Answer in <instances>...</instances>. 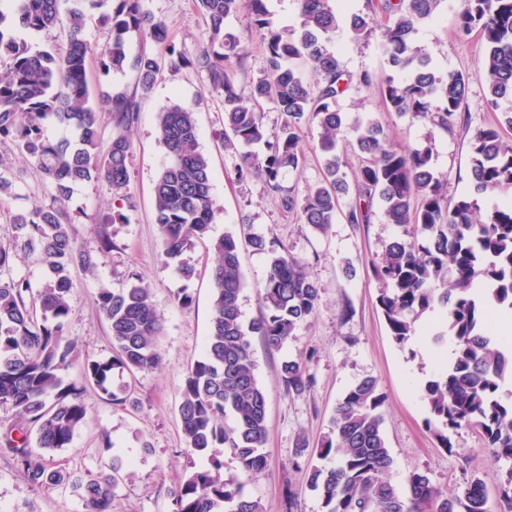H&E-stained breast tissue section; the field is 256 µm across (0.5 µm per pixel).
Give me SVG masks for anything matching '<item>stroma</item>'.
<instances>
[{
    "label": "stroma",
    "instance_id": "stroma-1",
    "mask_svg": "<svg viewBox=\"0 0 512 512\" xmlns=\"http://www.w3.org/2000/svg\"><path fill=\"white\" fill-rule=\"evenodd\" d=\"M145 9L166 19L169 38L188 57L205 45L206 22L192 0H144ZM458 0H443L436 18L422 26L418 41L429 50L433 68L441 73L470 76L467 106L472 126L497 122L499 113L487 109L481 84L473 74L483 52L477 35L459 36ZM230 31L244 36L246 59L236 73L242 93H249L260 75L265 44L259 32L249 29V18L238 14L227 21ZM329 47L342 67L354 74L375 75L386 70L377 37L352 39L347 29L332 34ZM91 101L102 118L99 155H106L116 127L108 112L112 96H135L139 119L127 131L131 142L130 178L122 202H114L102 182L76 186L65 208L77 230V243L94 251L100 233L112 239V250L94 273L74 271L70 292L69 334L76 343L75 363L67 372L75 379L85 359L103 360L112 355L107 322L94 299L99 289L125 287L139 277L151 289L164 330L158 338L162 361L149 373L130 378L133 403L114 404L93 384H86L83 399L88 407L86 424L68 448L53 456L54 469L64 473L63 482L42 486L27 483L12 456L0 448V512H84L77 482L111 473L113 462L132 465L133 475L124 479L112 502V512H173L172 489L191 467L204 465V458L187 452L177 406L188 365L198 359L211 321L214 239L230 232L244 239L263 236L273 249L287 248L303 261L321 289L316 312L298 327L295 336L278 351L268 350L260 337H252L256 376L267 401L269 436L264 449L267 466L258 474L244 472L231 454H224L225 475L243 482L246 490L265 504L268 512H283L285 497H293L294 512H323L320 495L309 485V474L319 464V446L327 433L336 405L345 393L364 378H374L385 397L383 429L394 464L387 478L397 490H405L407 477L427 473L434 485L448 494L458 493L471 478L485 487L490 512H498L499 485L507 461L493 460L478 434L468 429L449 432V447H441L429 432L430 414L422 398L425 383L446 357V346L427 345L410 338L398 345L392 338L377 303L380 284L372 262L404 227L384 223L353 225L337 220L327 231H315L300 223L296 214L281 209L275 195L258 180H238L237 155L225 148L224 105L211 93L204 73L193 68L162 70L152 89L142 92L132 67L102 73L98 61L87 69ZM180 105L193 109L199 127L201 149L211 162L214 220L207 239L196 242L182 260L193 265L197 276L185 281L177 263L165 261L153 222V189L166 153L157 140L156 116L162 109ZM342 112L375 116L391 142L401 147L433 146L436 171L448 178V193L470 191L469 135L463 129L446 132L426 122L397 117L384 111L379 89L370 86L348 91L338 101ZM304 159L298 170L284 174L282 183L304 196L322 178V155L318 129L300 131ZM13 180L11 194L0 196V245L12 240L10 219L33 202H50L51 190L39 173L11 144H0ZM121 219H113L115 211ZM244 281L242 311L245 320L259 317L258 298L266 279L269 256L242 246ZM189 288L191 304L181 306L174 296ZM302 359L314 385L302 394L288 393L280 377L283 359ZM110 447H102V438Z\"/></svg>",
    "mask_w": 512,
    "mask_h": 512
}]
</instances>
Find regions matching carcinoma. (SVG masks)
<instances>
[{
	"mask_svg": "<svg viewBox=\"0 0 512 512\" xmlns=\"http://www.w3.org/2000/svg\"><path fill=\"white\" fill-rule=\"evenodd\" d=\"M15 2L23 28L49 31L64 22L68 40L61 55L35 50L15 36L0 10V143L11 142L52 190L49 203H34L12 215V242L0 247V405L13 408L20 419L0 429V447L14 455L29 484L64 479L52 469L48 453L69 447L86 423L84 384L125 403L126 388L113 386L114 374L148 372L161 363L157 337L163 323L149 289L134 281L119 290L102 288L95 296L109 325L112 357L86 360L79 382L64 379L76 350L66 332L72 271H92L112 251L107 236L94 253L77 247L64 203L82 182L104 181L115 195L127 185L131 145L122 129L139 115L135 98L112 97L109 112L121 132L107 155L98 156L101 113L90 102L87 81L92 58L106 73L131 65L144 92L163 67L204 73L224 103V146L239 149L238 179L262 181L284 211L297 213L314 230L325 231L340 215L348 224H370L376 206L384 223L414 225L413 238L389 242L373 271L381 283L378 304L396 343L409 340L426 312L443 311L433 342L452 340L454 359L424 386L423 398L437 420L427 421L428 429L445 448L450 447L448 431L475 430L493 457L512 460V391L503 389L505 380L512 379V345L492 340L489 315L492 309L512 310V203L486 209L479 204L483 195L512 192V141L503 133L512 128V0H460L458 31L480 36L484 54L476 78L485 88L487 107L503 117L474 129L464 115L468 80L458 73H437L429 51L416 40L418 27L433 18L442 0H384L378 10L349 17L337 14L331 0H301L298 32L278 29L266 0H195L208 39L193 58L168 42V24L143 11L141 0H71L64 15L61 0ZM94 10L110 32L103 46L85 39ZM241 11L264 32L266 43L262 74L247 95L235 81L245 60L242 39L226 27V20ZM343 22L355 39L374 33L380 38L388 66L379 82L385 111L446 131L460 124L472 130L470 192L448 196V179L436 172L430 147L400 148L389 141L379 120L351 119L339 110L345 92L373 84L367 72L344 70L327 48ZM136 30L166 44L163 59L144 53L128 60L126 34ZM299 64L317 76L316 84L303 78ZM265 104L285 116L271 136L263 123ZM49 118L72 136H47ZM308 124L319 130L324 167L320 183L300 199L283 187L282 177L303 159L299 130ZM346 131L354 133L364 155L350 181L338 150L339 136ZM157 134L168 162L154 185V223L164 258L174 261L209 232L210 160L199 147L195 115L187 108L161 111ZM260 143L263 154L249 150ZM348 196L352 202L344 210L341 201ZM212 246L217 260L211 273L210 329L203 354L185 371L177 408L187 450L207 456L208 465L193 468L171 492L174 512H266L242 482L223 474L226 449L246 472L266 467V399L255 374L250 336H259L270 350L281 349L313 316L321 289L302 262L285 249L275 252L259 291L263 312L247 324L241 309L239 239L227 233ZM21 254L47 271L37 291L9 274ZM280 375L290 393L301 394L313 385L296 359L284 360ZM384 403L372 378L356 383L338 402L319 451L321 459L331 458L334 464L313 467L309 477L325 512H488L477 479L450 498L419 472L408 476L403 494L386 479L393 457L383 433ZM119 470L114 467L112 474L79 486L86 512H112ZM500 497L503 512H512L511 467L503 474Z\"/></svg>",
	"mask_w": 512,
	"mask_h": 512,
	"instance_id": "obj_1",
	"label": "carcinoma"
}]
</instances>
